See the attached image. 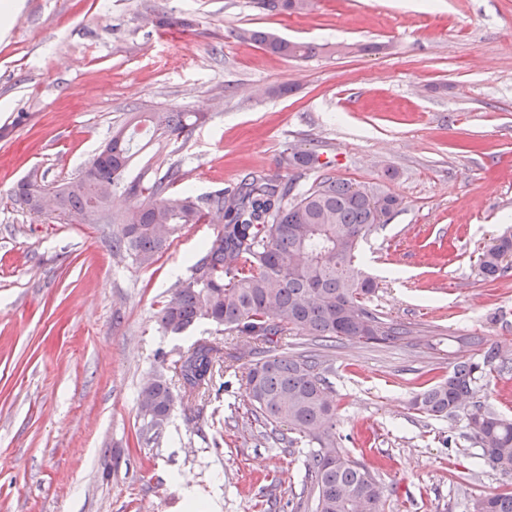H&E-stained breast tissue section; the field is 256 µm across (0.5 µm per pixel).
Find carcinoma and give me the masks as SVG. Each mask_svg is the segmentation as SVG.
<instances>
[{
    "instance_id": "1",
    "label": "carcinoma",
    "mask_w": 512,
    "mask_h": 512,
    "mask_svg": "<svg viewBox=\"0 0 512 512\" xmlns=\"http://www.w3.org/2000/svg\"><path fill=\"white\" fill-rule=\"evenodd\" d=\"M279 14L311 11L314 0H258ZM239 39L258 42L268 51L293 59H308L321 46L291 41L261 30L242 29ZM202 112L155 108L135 112L112 130L105 143L108 160L96 154L78 176L65 183L27 178L26 188L10 189L6 197L20 208L57 224H84L89 213L101 212L100 223L114 224L112 256L138 267L152 263L170 239L187 224H218L220 230L178 281L158 312L165 333H181L208 322L249 346L251 356L246 392L253 411L270 427L286 424L310 447L306 473L311 481L299 509L312 512H382L384 490L375 468L352 458L336 437V404L329 394L325 360L310 351L284 348L290 335L312 336L319 342L348 340L360 344H390L411 330L373 312L367 306L375 283L357 268L360 240L378 224L388 223L401 206L398 197L379 186L360 187L324 174L304 190L282 183L265 171H252L231 189L204 196H169L182 178L173 166L160 177L141 173L124 182L138 138L149 133L157 142L188 139L205 120ZM279 165L293 170L322 167L319 154L292 151ZM124 188L125 212L112 218L100 200L99 185ZM55 194L60 213H44L39 195ZM512 234L505 232L479 257L482 277L495 281L509 269ZM475 353L454 365L448 378L412 400L411 408L427 416H462L494 469L512 473V420L478 393L492 378L512 375V350L473 336ZM239 357L198 340L180 358L184 389L209 385L215 368L233 367ZM174 394L159 375L142 388L138 414L141 434L150 440L161 434L174 411ZM468 512H512V492L480 494L468 502Z\"/></svg>"
}]
</instances>
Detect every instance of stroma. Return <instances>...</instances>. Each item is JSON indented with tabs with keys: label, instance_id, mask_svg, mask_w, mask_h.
I'll return each mask as SVG.
<instances>
[{
	"label": "stroma",
	"instance_id": "1",
	"mask_svg": "<svg viewBox=\"0 0 512 512\" xmlns=\"http://www.w3.org/2000/svg\"><path fill=\"white\" fill-rule=\"evenodd\" d=\"M0 31V512H292L307 446L260 434L248 358L224 390L185 394L177 361L201 323L164 333L156 313L214 224L182 228L145 267L112 255L110 224H56L4 203L35 172L74 177L130 112H203L188 140L147 143L174 165L170 196L233 188L318 152L327 174L384 184L402 205L360 245L370 308L413 333L394 344L325 348L341 446L377 467L383 512H466L512 491L462 418L411 400L473 355L469 336L512 346V268L483 280L478 256L512 230V0H316L282 15L257 0H16ZM167 12L181 25L154 27ZM269 31L321 45L295 60L230 38ZM288 86L278 94L279 86ZM266 94L252 98L253 88ZM164 374L173 415L140 435L141 387ZM280 166L293 170H316L322 167L319 154L316 151H292L283 154L279 160Z\"/></svg>",
	"mask_w": 512,
	"mask_h": 512
}]
</instances>
